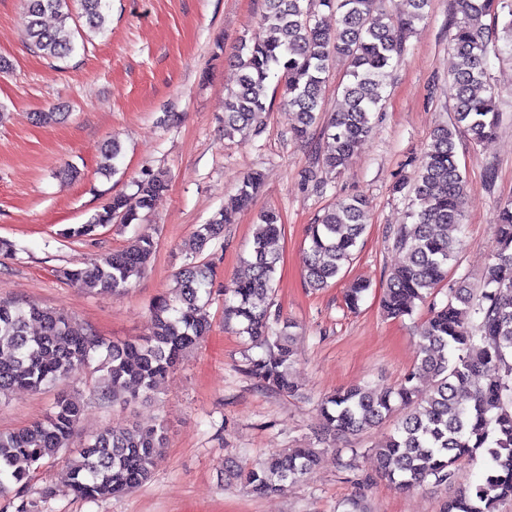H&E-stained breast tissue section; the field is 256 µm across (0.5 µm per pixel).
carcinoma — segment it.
Listing matches in <instances>:
<instances>
[{"instance_id":"obj_1","label":"carcinoma","mask_w":512,"mask_h":512,"mask_svg":"<svg viewBox=\"0 0 512 512\" xmlns=\"http://www.w3.org/2000/svg\"><path fill=\"white\" fill-rule=\"evenodd\" d=\"M108 0H81L89 32L104 30ZM409 9L393 15L384 0H264L261 15L266 37L243 39L232 62L239 70L237 88L224 98V134L257 136L261 113L270 98L295 115L292 133L305 140L322 120V88L337 59L346 65L343 104L333 113L317 144L316 155L331 170L347 166L372 130V114L385 102L386 78L397 63L416 24L424 20L430 0H407ZM450 47L458 62L452 75L454 104L449 120L438 125L409 187L410 224L391 230L392 245L404 261L386 280L381 308L386 317L412 315L436 290L446 286L441 304L432 303L421 325L416 362L399 383L385 388L355 386L324 397L319 416L325 433L355 435L393 418L394 430L376 448L379 471L401 489L433 479L446 485L457 479L462 460L482 461L480 482L464 484L444 512H494L512 499V200L495 214L491 263L479 286L461 277L448 286L458 263L464 205L471 186L460 170L455 138L464 133L481 145L501 123L499 93L491 81L490 58L512 57V0H454ZM336 14V28L318 20L320 8ZM506 13L502 28L499 15ZM57 25L48 27L46 15ZM492 24L484 23V18ZM26 26L32 47L42 56L64 60L76 50L78 28L69 24V0H27ZM261 175L251 172L238 187L232 208L214 214L192 236V262L176 275L172 297L158 299L151 310L149 334L141 339L105 342L90 327L52 310L0 300V394L37 390L81 376L92 360L93 387L114 405L129 406L151 392L211 329L208 312L215 262L202 258L224 239L233 213L252 206ZM169 181L152 173L136 182L131 195L118 193L86 224L63 230L83 239L108 224H131L151 210L168 191ZM367 228L366 204L339 197L324 208L309 232L305 278L325 288L350 265ZM283 230L278 211L259 213L253 235L248 276L224 299V323L235 321L238 333L263 354L249 372L270 391H296L290 368L294 356L291 324L272 312V289L279 255L272 244ZM156 242L134 238L124 248L85 268L64 269L62 276L86 290L121 293L156 252ZM369 284L357 280L345 292L355 309ZM39 327L30 332V325ZM429 385L422 394L418 383ZM83 408L63 394L48 420L0 433V496L15 512H38L28 490L44 461L66 454L67 490L96 501L141 487L166 448L164 425L150 428L119 424L90 436L79 448L69 443ZM312 446L273 453L238 477L248 493L264 497L284 492L316 468Z\"/></svg>"}]
</instances>
